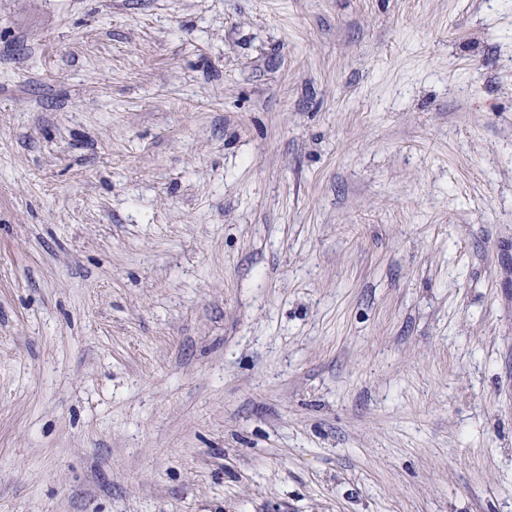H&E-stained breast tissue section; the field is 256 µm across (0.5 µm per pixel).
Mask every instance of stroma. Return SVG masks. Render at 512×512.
I'll return each instance as SVG.
<instances>
[{
    "mask_svg": "<svg viewBox=\"0 0 512 512\" xmlns=\"http://www.w3.org/2000/svg\"><path fill=\"white\" fill-rule=\"evenodd\" d=\"M0 512H512V0H0Z\"/></svg>",
    "mask_w": 512,
    "mask_h": 512,
    "instance_id": "35a3bbf8",
    "label": "stroma"
}]
</instances>
